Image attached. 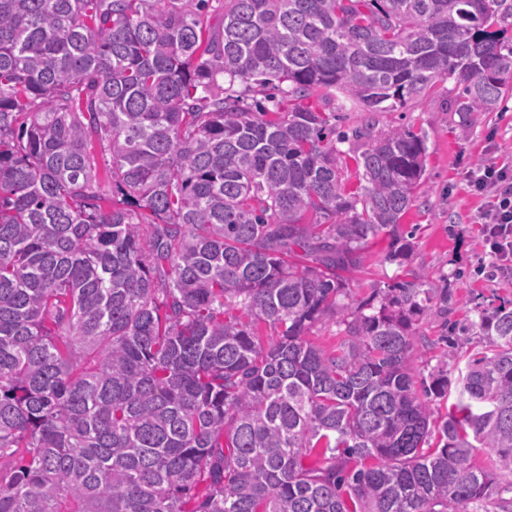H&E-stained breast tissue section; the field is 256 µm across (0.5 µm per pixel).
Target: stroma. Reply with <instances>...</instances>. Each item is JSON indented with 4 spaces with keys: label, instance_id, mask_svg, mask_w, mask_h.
<instances>
[{
    "label": "stroma",
    "instance_id": "stroma-1",
    "mask_svg": "<svg viewBox=\"0 0 512 512\" xmlns=\"http://www.w3.org/2000/svg\"><path fill=\"white\" fill-rule=\"evenodd\" d=\"M448 88V83H437L432 96L411 100L393 112L347 111L341 113L340 124L349 129L369 122L379 130L404 125L425 137V195L399 226L409 249L395 264L386 259L389 236L371 240L363 270L348 275L349 301L360 303L376 289L407 279L412 271L425 274L428 287L447 288V309L427 310L416 317L418 332L428 345L417 349L414 363L423 369L447 357L453 378L483 345L470 322L479 312L512 304V273H485L490 257L480 233L483 200L467 186L470 171L479 166L512 167V97L496 111L464 114L454 111ZM446 321L465 326L467 332L443 347L437 339Z\"/></svg>",
    "mask_w": 512,
    "mask_h": 512
}]
</instances>
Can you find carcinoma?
<instances>
[{"mask_svg": "<svg viewBox=\"0 0 512 512\" xmlns=\"http://www.w3.org/2000/svg\"><path fill=\"white\" fill-rule=\"evenodd\" d=\"M208 5L0 0V459L24 451L0 512H512V310L421 397L414 316L448 289L344 302L424 192V137L303 104L452 80L494 112L512 0H224L215 28ZM339 314L325 318L322 322L316 323L309 332L308 338L323 350H330L336 346L339 340V326L336 321L339 320Z\"/></svg>", "mask_w": 512, "mask_h": 512, "instance_id": "cac0c4a2", "label": "carcinoma"}]
</instances>
